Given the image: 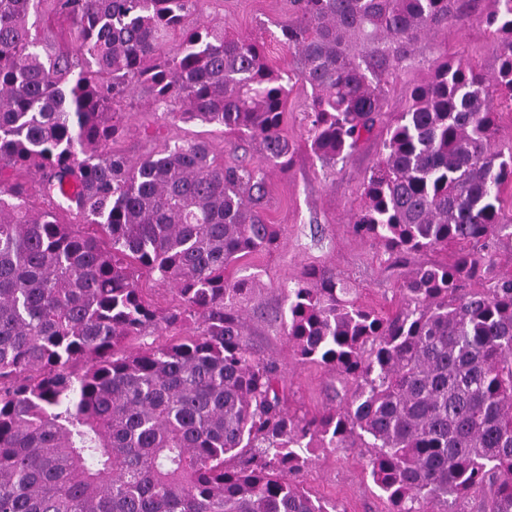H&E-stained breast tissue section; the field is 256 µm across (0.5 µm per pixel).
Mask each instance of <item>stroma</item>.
Masks as SVG:
<instances>
[{
    "label": "stroma",
    "mask_w": 512,
    "mask_h": 512,
    "mask_svg": "<svg viewBox=\"0 0 512 512\" xmlns=\"http://www.w3.org/2000/svg\"><path fill=\"white\" fill-rule=\"evenodd\" d=\"M491 8V0H473L471 12L424 41L423 63L400 73L387 96L381 124L343 163L324 166L309 148L310 88L298 83L288 95L282 133L295 152L289 165L268 175L266 215L278 227V246L244 257L226 275L250 287V294L240 300L245 335L257 352L279 361L290 405L298 413L315 414L334 397L349 396L351 387L328 368L293 357L281 327L284 285L299 279L307 268L325 266L355 288L359 303L391 314L401 305L398 288L414 268L452 257L443 250L395 261L380 246L355 237L350 220L362 202L363 177L378 159L389 126L407 107L413 87L430 77L432 63L464 57L485 73L494 71L496 58L481 22ZM289 15L290 0H206L201 19L222 28L227 36L263 43L272 63L288 70L295 67L296 59L275 36ZM146 99L143 92L132 99L124 132L115 143L129 158L136 160L197 138L209 144L217 160L257 161L256 146L225 134L222 127L161 117L147 108ZM366 461L361 448L320 449L299 479L313 495L338 503L344 512H388L386 500L365 478Z\"/></svg>",
    "instance_id": "stroma-1"
}]
</instances>
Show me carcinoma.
Masks as SVG:
<instances>
[{"label":"carcinoma","mask_w":512,"mask_h":512,"mask_svg":"<svg viewBox=\"0 0 512 512\" xmlns=\"http://www.w3.org/2000/svg\"><path fill=\"white\" fill-rule=\"evenodd\" d=\"M292 2L277 37L291 76L259 43L190 25L201 0H0V512H340L297 480L317 448L367 449L389 512H468L478 496L512 512V277L470 287L512 227L494 107L512 102V0L481 19L495 71L433 66L352 216L389 252L453 258L415 268L391 316L327 268L286 288L294 358L353 386L312 415L248 346L251 289L224 277L277 246L267 178L293 153L290 82L310 87L309 146L333 166L463 0ZM144 87L153 111L220 126L258 161L224 164L196 140L136 161L112 150ZM144 273L178 303L147 299Z\"/></svg>","instance_id":"obj_1"}]
</instances>
